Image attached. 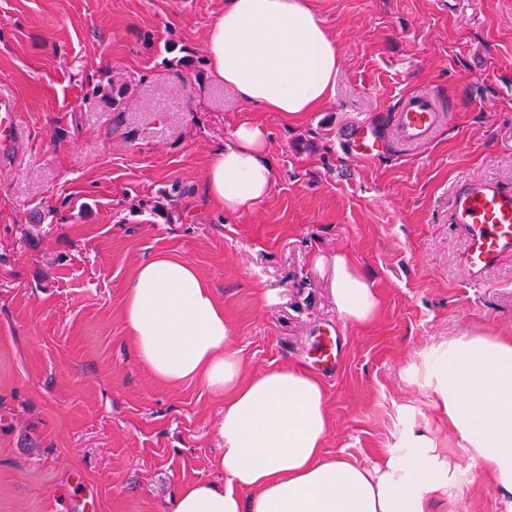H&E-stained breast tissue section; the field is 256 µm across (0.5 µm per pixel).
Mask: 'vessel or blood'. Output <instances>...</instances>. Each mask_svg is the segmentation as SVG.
I'll return each mask as SVG.
<instances>
[{
  "mask_svg": "<svg viewBox=\"0 0 512 512\" xmlns=\"http://www.w3.org/2000/svg\"><path fill=\"white\" fill-rule=\"evenodd\" d=\"M443 117V109L431 95L421 92L408 98L395 118L396 133L404 146L429 139ZM22 126L11 97L0 93V149L19 142ZM342 149L358 159L378 151L383 143L370 124L347 126L340 135ZM450 217L465 236L464 263L472 282H480L500 258L512 254V189L490 178H468L454 184ZM317 362L325 375L336 372L338 343L326 337Z\"/></svg>",
  "mask_w": 512,
  "mask_h": 512,
  "instance_id": "b4317fda",
  "label": "vessel or blood"
}]
</instances>
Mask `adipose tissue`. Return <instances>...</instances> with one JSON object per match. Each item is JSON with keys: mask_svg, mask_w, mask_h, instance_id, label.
I'll return each mask as SVG.
<instances>
[{"mask_svg": "<svg viewBox=\"0 0 512 512\" xmlns=\"http://www.w3.org/2000/svg\"><path fill=\"white\" fill-rule=\"evenodd\" d=\"M207 52L213 74L265 112H311L335 89L336 39L309 0H225ZM267 144L260 123L238 125L206 168L208 201L234 215L265 199L275 182ZM316 263L329 272L344 321L376 318L378 291L347 254ZM122 313L126 340L158 385L198 381L224 402L217 424L224 482L184 486L171 512H427L429 496L443 488L442 461L417 438L372 471L327 455L331 421L321 381L299 365L247 374L232 321L187 259L160 253L143 263ZM427 368L470 463L512 490V340L454 337L429 354Z\"/></svg>", "mask_w": 512, "mask_h": 512, "instance_id": "adipose-tissue-1", "label": "adipose tissue"}]
</instances>
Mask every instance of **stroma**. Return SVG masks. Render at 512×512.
<instances>
[{"label":"stroma","mask_w":512,"mask_h":512,"mask_svg":"<svg viewBox=\"0 0 512 512\" xmlns=\"http://www.w3.org/2000/svg\"><path fill=\"white\" fill-rule=\"evenodd\" d=\"M310 3L336 38V89L288 115L212 71L162 67L168 40L205 53L224 0H0V89L25 130L0 154V512H169L182 486L223 483L221 399L197 381L160 388L125 339L123 292L160 252L197 267L248 371L309 366L335 330L327 453L370 469L419 435L451 468L429 512H512V492L469 467L424 367L449 338L512 337V257L472 283L449 217L458 180L512 188V0ZM107 72L138 78L123 111L92 92ZM419 92L444 118L406 148L392 117ZM246 121L268 131L275 183L227 215L204 171ZM359 121L384 135L375 157L338 144ZM157 201L180 223L150 214ZM34 222L40 247L21 246ZM335 252L377 288L373 322L338 315L316 264Z\"/></svg>","instance_id":"1"}]
</instances>
